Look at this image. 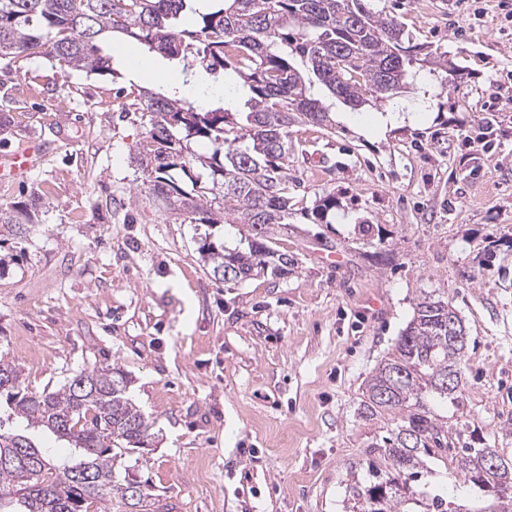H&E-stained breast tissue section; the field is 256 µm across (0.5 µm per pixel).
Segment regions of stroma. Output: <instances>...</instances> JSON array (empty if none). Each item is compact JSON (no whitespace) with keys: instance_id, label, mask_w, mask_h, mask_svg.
Wrapping results in <instances>:
<instances>
[{"instance_id":"1","label":"stroma","mask_w":512,"mask_h":512,"mask_svg":"<svg viewBox=\"0 0 512 512\" xmlns=\"http://www.w3.org/2000/svg\"><path fill=\"white\" fill-rule=\"evenodd\" d=\"M410 45L446 54L460 76L419 81L386 105L423 112L382 134L299 121L288 170L291 210L268 235L292 264L284 277H215L205 238L234 245L243 224H189L151 201L136 160L147 129L129 92L167 95L210 85L155 57L134 76V41L105 40L119 79L66 71L43 57L0 62L13 99L0 154L37 142L45 158L0 185V204L39 208L37 223L0 240V360L29 390L56 389L98 365L120 368L151 425L148 448L116 472L149 482L138 510L112 512H357L346 488L385 463L372 442L397 415L359 416L364 384L413 317L424 292L448 297L467 330L457 406L433 403L449 429L512 458V104L491 110L493 82L512 69V29L498 0L479 15L460 0H371ZM325 223L312 210L326 193ZM422 480L449 507L484 512L490 495L448 457Z\"/></svg>"}]
</instances>
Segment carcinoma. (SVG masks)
<instances>
[{"label": "carcinoma", "instance_id": "1", "mask_svg": "<svg viewBox=\"0 0 512 512\" xmlns=\"http://www.w3.org/2000/svg\"><path fill=\"white\" fill-rule=\"evenodd\" d=\"M193 16L190 29L177 22ZM113 34L136 41L146 55L175 59L185 74L202 66L212 73L233 70L252 96L248 112L226 106L194 107L180 97L139 94L141 123L147 127L140 166L152 183L157 208L177 211L192 224H215L224 212L246 224L247 248L205 242L212 273L238 284L265 272L288 274V257L268 246L271 224L288 223V162L296 148L290 128L303 119L331 124L333 100L348 106L381 103L414 79L413 49L402 46L397 19L369 7V0H0V60L46 57L59 65L110 74L112 59L99 42ZM200 139L212 147L198 155L186 142ZM199 166L207 180L190 175ZM336 208L327 194L313 208V223ZM37 219L18 203L0 205V233H22ZM448 300L427 292L393 352L366 381L361 406L374 417L399 415L392 436L371 444L370 453L388 461L386 479L358 483L349 493L360 512H448L445 499L419 485L423 457L438 448L464 481L494 497L490 512H512V466L490 476L485 455L456 435L429 402L454 403L459 389H448ZM0 392L9 417L42 428L74 448L64 460L51 456L24 433L3 428L0 419V512H112V498L137 507L149 498L146 485L114 462L136 448L148 447L149 425L129 397L131 379L108 365L84 369L57 390L22 387L21 372L0 362ZM84 468L88 476L74 470Z\"/></svg>", "mask_w": 512, "mask_h": 512}]
</instances>
